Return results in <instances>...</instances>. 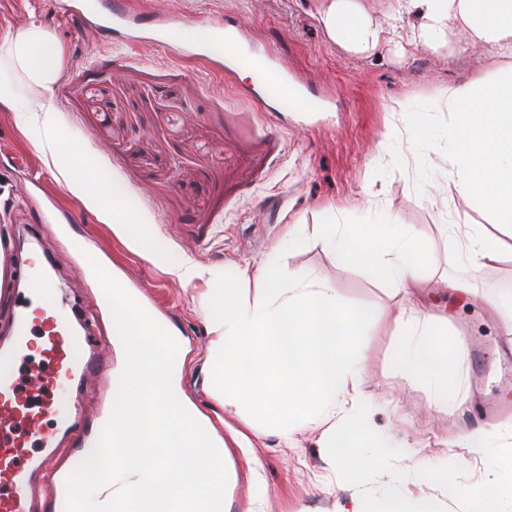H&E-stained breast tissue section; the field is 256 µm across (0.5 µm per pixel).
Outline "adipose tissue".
Returning <instances> with one entry per match:
<instances>
[{"instance_id":"adipose-tissue-1","label":"adipose tissue","mask_w":512,"mask_h":512,"mask_svg":"<svg viewBox=\"0 0 512 512\" xmlns=\"http://www.w3.org/2000/svg\"><path fill=\"white\" fill-rule=\"evenodd\" d=\"M321 21L328 37L350 51L376 45L378 32L359 0H324ZM424 22L418 42L435 47L448 24H456L478 41L512 56V0H415ZM61 48L39 26L0 36V106L21 112L42 135L36 143L56 180L78 198L99 223L108 225L126 248L167 265L169 273L190 282L204 278L203 269L184 260L168 265L146 230L150 214L127 199L121 185L95 171L76 149L59 150L55 121L58 107L49 90L60 74ZM36 97H27L29 89ZM441 97L452 114L449 136L455 176L441 185L448 197L459 196L491 215L494 226L451 224L462 258L476 269L500 261L506 238H512V66L488 80L468 86H448ZM323 240L338 261L348 267L368 266L390 281L397 292L408 293L417 280L421 241L400 224H327ZM413 326L397 339L396 358L405 374L425 381L440 401L464 399L462 379L454 357L463 337H441L438 327L418 310L402 304Z\"/></svg>"}]
</instances>
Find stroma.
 <instances>
[{
  "label": "stroma",
  "instance_id": "35a3bbf8",
  "mask_svg": "<svg viewBox=\"0 0 512 512\" xmlns=\"http://www.w3.org/2000/svg\"><path fill=\"white\" fill-rule=\"evenodd\" d=\"M144 17L176 16L163 46H133L82 27L57 13L54 0H0V32L42 25L63 48L51 88L64 145L82 153L129 200L149 212L150 232L171 261L191 260L216 274L257 276L273 262L284 271L327 280L339 300L374 311L360 346L361 369L350 392L369 407L372 430L401 450L399 468L461 465L462 486L486 479L488 463L460 445L484 404L499 412L494 430L512 423V335L503 333V306L512 301V255L473 269L459 261L444 230L458 220L491 224L470 202L437 195L452 173L450 117L439 96L511 62L490 44L473 43L449 28L437 49L418 46L422 22L407 0H365L380 30L376 47L351 52L332 42L320 18L321 0H129ZM223 20L242 49L272 57L292 88L322 100L324 111L282 104L242 71L217 72L177 54L178 34ZM426 119L429 135L414 126ZM36 131L0 106V239L6 242L8 288L0 297V337L17 307L19 290L40 251L59 300L91 342L106 336L107 307L99 301L93 262L114 266L127 286L177 336L185 362L180 385L198 409L215 419L234 448V433L250 437L260 480L235 456L233 506L254 501L258 512H336L357 495L343 482L327 444L334 417L294 425L289 438L256 422L244 408L225 414L210 373L215 353L201 311L206 285L187 283L165 266L130 253L107 225L57 183L36 149ZM391 222L421 237L426 260L412 293L418 308L448 336L465 335L458 354L468 403L438 402L421 379L402 376L395 361L400 300L375 271L340 265L321 226ZM304 245L288 247V227ZM117 350L99 351L87 385L72 389L75 412L96 426L112 407L107 374Z\"/></svg>",
  "mask_w": 512,
  "mask_h": 512
}]
</instances>
